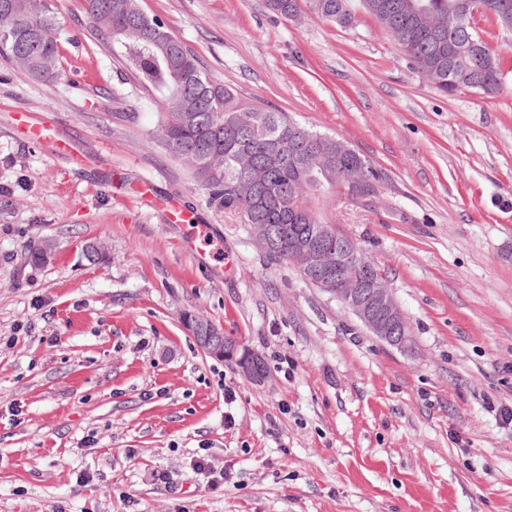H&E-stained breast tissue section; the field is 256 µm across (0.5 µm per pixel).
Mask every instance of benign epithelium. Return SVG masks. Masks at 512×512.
<instances>
[{"instance_id":"1","label":"benign epithelium","mask_w":512,"mask_h":512,"mask_svg":"<svg viewBox=\"0 0 512 512\" xmlns=\"http://www.w3.org/2000/svg\"><path fill=\"white\" fill-rule=\"evenodd\" d=\"M291 259L302 273L321 275L323 289L335 292L336 299L343 307L379 340L404 353L414 351V336L409 321L387 280L377 277L363 279L354 273L345 277L344 287L333 289L335 275L344 274L353 267H365L354 248L340 242L321 245L297 243L292 246ZM203 351L213 357L233 360L244 377L254 384L266 379V371L258 354L240 344L219 353L206 346Z\"/></svg>"}]
</instances>
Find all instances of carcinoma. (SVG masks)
<instances>
[{
	"instance_id": "obj_1",
	"label": "carcinoma",
	"mask_w": 512,
	"mask_h": 512,
	"mask_svg": "<svg viewBox=\"0 0 512 512\" xmlns=\"http://www.w3.org/2000/svg\"><path fill=\"white\" fill-rule=\"evenodd\" d=\"M22 0H0V53L15 60L30 56L31 73L50 75L56 66L57 41L41 39V32L55 26L45 10L39 17L24 12ZM85 13L96 20L104 43L120 44L125 66L137 81L153 90L167 110L158 128L160 143L173 157L185 162L210 191L213 201L226 211L241 215L249 224H269L274 249L267 252L273 263L291 262L288 242L315 241L321 224H336L326 208L329 198L350 196L347 180L353 167L366 170L367 195L376 193L383 172L355 150L340 152L336 138L313 131L284 112H272L243 101L234 91L214 83L202 71L188 48L171 56L169 42L178 41L164 23L144 12L140 0H82ZM299 0H266L274 13L289 17L298 11ZM393 12L397 28L391 38H405L417 70L445 94L463 87H478L487 96L502 87L499 59L486 52L487 44L472 25L475 10L491 0H380ZM349 9L353 0H307L308 8L322 19L336 22V7ZM459 12L460 27L451 37L472 42L471 51L453 63L442 53L426 26L409 12L426 13L443 26L453 23L448 7ZM182 79L183 95L169 96L172 72Z\"/></svg>"
}]
</instances>
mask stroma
<instances>
[{"label":"stroma","mask_w":512,"mask_h":512,"mask_svg":"<svg viewBox=\"0 0 512 512\" xmlns=\"http://www.w3.org/2000/svg\"><path fill=\"white\" fill-rule=\"evenodd\" d=\"M141 4L216 84L384 172L336 216L416 348L268 261L158 143L163 107L81 0H38L61 77L0 55V512H512V426L495 414L512 408V29L475 16L503 88L448 96L362 10L341 27L265 0ZM19 112L87 164L28 143ZM186 311L256 352L265 382L205 354ZM203 453L226 481L198 473Z\"/></svg>","instance_id":"obj_1"}]
</instances>
